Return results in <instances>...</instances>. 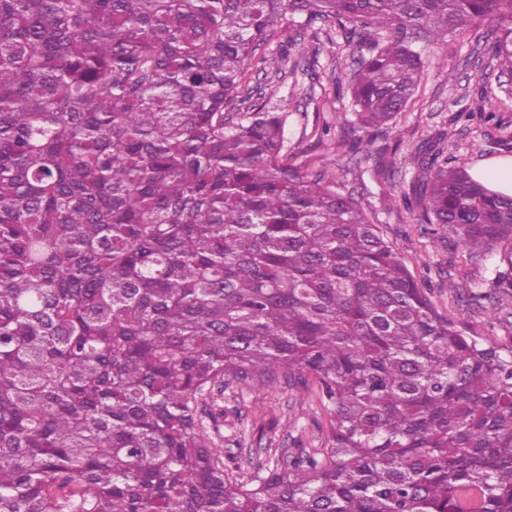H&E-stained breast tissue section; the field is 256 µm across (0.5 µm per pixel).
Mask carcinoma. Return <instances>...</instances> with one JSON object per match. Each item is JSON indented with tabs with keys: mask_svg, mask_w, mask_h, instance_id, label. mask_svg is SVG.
Segmentation results:
<instances>
[{
	"mask_svg": "<svg viewBox=\"0 0 512 512\" xmlns=\"http://www.w3.org/2000/svg\"><path fill=\"white\" fill-rule=\"evenodd\" d=\"M285 18L371 42L355 131L470 22L512 74V0H0V512H512V346L441 315L240 96ZM409 160L448 239L512 242L511 197ZM305 373L322 447L233 473L208 399Z\"/></svg>",
	"mask_w": 512,
	"mask_h": 512,
	"instance_id": "cac0c4a2",
	"label": "carcinoma"
}]
</instances>
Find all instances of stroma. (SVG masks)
<instances>
[{
	"label": "stroma",
	"mask_w": 512,
	"mask_h": 512,
	"mask_svg": "<svg viewBox=\"0 0 512 512\" xmlns=\"http://www.w3.org/2000/svg\"><path fill=\"white\" fill-rule=\"evenodd\" d=\"M490 30L489 23L476 22L426 50L425 77L410 107L389 128L371 131L355 151L345 142L338 120L351 114L352 61L367 46L347 39L341 28L319 26L315 55L301 60L291 51L295 29L278 23L265 51L283 56L281 78L262 81L251 69L244 81L261 84L268 105L288 108L284 163L308 172H336L418 284L428 289L437 311L464 335L510 346L512 288L497 287L495 271L512 244L504 241L485 256L471 257L435 235L412 188L418 170L402 163L404 155L424 143L433 145L449 165L469 170L491 157L512 156V78L498 74ZM486 98L495 104L489 119L478 112ZM389 190L397 196L392 208L383 201ZM452 280L458 290H449ZM316 391L313 382L304 389L284 382L231 385L220 400L225 415L211 425L210 434L231 450L248 475L293 444L320 447L327 416Z\"/></svg>",
	"instance_id": "obj_1"
}]
</instances>
